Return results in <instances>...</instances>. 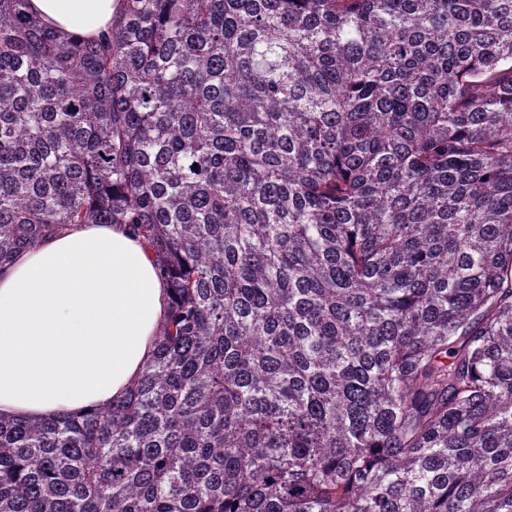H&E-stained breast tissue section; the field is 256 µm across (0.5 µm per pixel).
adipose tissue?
<instances>
[{
    "label": "adipose tissue",
    "instance_id": "1",
    "mask_svg": "<svg viewBox=\"0 0 512 512\" xmlns=\"http://www.w3.org/2000/svg\"><path fill=\"white\" fill-rule=\"evenodd\" d=\"M62 36L112 29L119 0H29ZM168 285L122 224H73L0 267V415L41 420L108 405L150 359Z\"/></svg>",
    "mask_w": 512,
    "mask_h": 512
}]
</instances>
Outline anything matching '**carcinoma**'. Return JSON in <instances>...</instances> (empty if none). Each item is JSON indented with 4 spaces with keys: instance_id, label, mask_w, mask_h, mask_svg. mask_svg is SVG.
I'll use <instances>...</instances> for the list:
<instances>
[{
    "instance_id": "obj_1",
    "label": "carcinoma",
    "mask_w": 512,
    "mask_h": 512,
    "mask_svg": "<svg viewBox=\"0 0 512 512\" xmlns=\"http://www.w3.org/2000/svg\"><path fill=\"white\" fill-rule=\"evenodd\" d=\"M0 0V266L126 224L169 315L0 417V512H512V0ZM118 0H30L29 8L61 36L95 38L112 30Z\"/></svg>"
}]
</instances>
